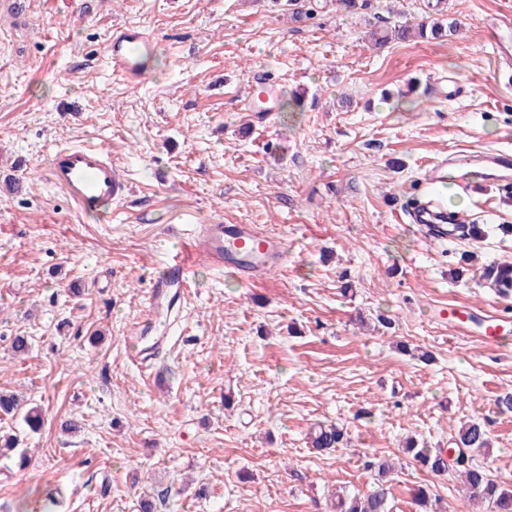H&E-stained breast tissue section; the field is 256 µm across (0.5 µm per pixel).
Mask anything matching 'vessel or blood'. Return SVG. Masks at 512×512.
<instances>
[{
  "instance_id": "b4317fda",
  "label": "vessel or blood",
  "mask_w": 512,
  "mask_h": 512,
  "mask_svg": "<svg viewBox=\"0 0 512 512\" xmlns=\"http://www.w3.org/2000/svg\"><path fill=\"white\" fill-rule=\"evenodd\" d=\"M150 42L146 30L139 25L114 28L107 46V62L113 74L132 85H141L146 75L142 50ZM475 161L494 170L499 185L512 186V148L502 146L481 152ZM446 167V162L441 161L426 172L423 182L428 193L407 213L410 223L416 224L426 237L442 241L448 237L449 225L470 221L465 212L448 211L429 193L435 184L447 179ZM47 172L50 183L85 215L123 202L130 194L127 180L100 144L55 148ZM286 256L284 242L261 232L256 225L226 224L219 220L195 225L188 248L172 254L164 264V275L152 279L148 286V309L129 342L131 363L148 367L165 349L169 329L178 318L177 299L188 286V274L194 264L207 260L212 269L236 274L248 283L281 267Z\"/></svg>"
}]
</instances>
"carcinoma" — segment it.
I'll return each instance as SVG.
<instances>
[{"label":"carcinoma","instance_id":"cac0c4a2","mask_svg":"<svg viewBox=\"0 0 512 512\" xmlns=\"http://www.w3.org/2000/svg\"><path fill=\"white\" fill-rule=\"evenodd\" d=\"M459 25L450 20L447 14L435 18L430 14L422 17L415 24H403L380 27L376 24L368 31V38L378 47L385 46L392 40L407 41L443 40L458 32ZM484 235L478 224L455 225L448 228V236L458 240H476ZM478 282L487 284L501 295H512V263H492L482 268ZM0 415L18 417L22 431L5 433L0 436V455L14 456L20 467H25L28 457L20 448L23 435L35 433L42 426V415L39 407H24L14 394L0 390ZM313 447L321 451L334 450L348 442L344 428L338 424L320 425L313 433ZM459 448L468 450L471 455H480L491 446L490 431L486 424L474 420L465 424L455 439ZM406 452L422 468L439 475L450 470L458 472L465 489L470 496L486 504V512H512V489L497 480L487 468L472 461L458 460L452 465L442 448H429L411 440L407 443ZM377 470L380 481L367 493L353 495H337L336 512H387V500L390 488L386 486V476L390 472L387 460L379 459L370 463Z\"/></svg>","mask_w":512,"mask_h":512}]
</instances>
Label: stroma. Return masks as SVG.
I'll return each instance as SVG.
<instances>
[{
	"label": "stroma",
	"mask_w": 512,
	"mask_h": 512,
	"mask_svg": "<svg viewBox=\"0 0 512 512\" xmlns=\"http://www.w3.org/2000/svg\"><path fill=\"white\" fill-rule=\"evenodd\" d=\"M428 0L316 7L293 21L270 0H25L0 11V388L39 406L29 464L0 458V512H334L336 494L395 464L390 512H483L456 474L422 471L413 436L449 448L484 421L475 456L512 486V348L456 333L449 314L512 318L478 286L512 262V197L461 193L479 242H431L398 201L437 160L502 146L512 131V0H446L447 41L371 47L369 24L420 20ZM152 39L146 83L109 69L115 25ZM300 94L292 112L238 109L254 74ZM103 144L132 187L116 212L76 213L49 182L58 146ZM22 188L13 191L14 178ZM255 224L282 238V269L244 286L195 266L171 345L148 370L127 360L146 287L190 221ZM473 254L459 272L461 254ZM31 350L15 355L13 336ZM72 419L79 428L64 433ZM319 423L349 443L313 449ZM457 448H464L474 455L482 454L491 446L490 431L484 422L470 421L459 431L455 439Z\"/></svg>",
	"instance_id": "obj_1"
}]
</instances>
